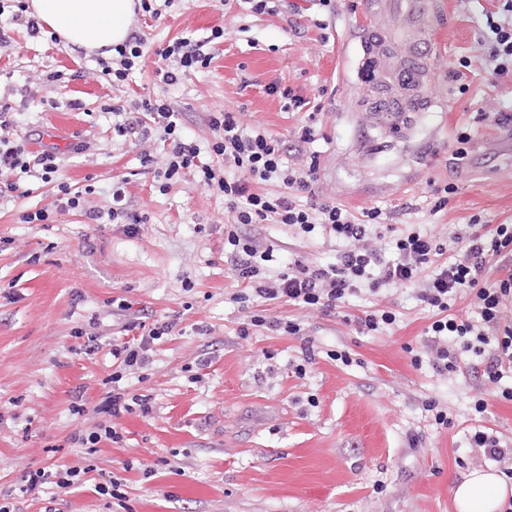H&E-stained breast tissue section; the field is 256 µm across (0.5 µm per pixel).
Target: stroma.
<instances>
[{"label": "stroma", "mask_w": 512, "mask_h": 512, "mask_svg": "<svg viewBox=\"0 0 512 512\" xmlns=\"http://www.w3.org/2000/svg\"><path fill=\"white\" fill-rule=\"evenodd\" d=\"M367 2L288 0L287 12L254 17L244 0H177L160 19H133L151 51L143 69L116 85L93 75L100 51L55 44L46 28L31 36L11 12L0 14L8 40L0 103L11 105L18 134L30 150L59 149L58 179L85 189L86 206L108 210L121 181L145 219L135 234L106 220L86 223L76 211L22 223L23 211L50 206L57 192L34 178L0 198V496L28 470L84 466L69 437L102 420L94 408L109 391L112 344L137 319L176 324L154 345L150 365L119 383L120 392L149 396L151 413L123 416V442L101 443L94 471L79 483L45 484L38 498L16 497L14 512H454L458 479L475 468L504 470L469 435L479 424L512 446V402L501 396L512 369L495 385L473 370L414 366L431 319L410 286L361 293L329 314L270 306L269 316L299 323L295 336L249 326L247 311L229 300L242 283L224 250L232 215L223 196L185 182L159 191L141 146L112 133L111 105L140 96L165 100L183 133L201 143L212 115L234 111L282 140L290 162L320 151V198L381 208L388 223L422 224L440 239L474 214L486 224L512 221V166L488 156L504 131L473 127L468 156L451 158L453 135L470 116L512 110V79L492 80L480 64L489 0H437L427 88L436 105L405 136L380 105L360 52L374 18L391 24L392 8ZM216 28L224 40L210 66L165 84L159 49ZM463 58L472 61L464 93L450 76ZM285 87L320 106L315 144L299 139L307 112L284 111ZM447 182L457 191L433 212L429 186ZM242 231L269 248V274L299 257L319 264L335 256L318 234L278 224ZM374 309L395 313V324L363 330L359 317ZM86 329L97 338L90 355ZM340 353L351 365L337 361ZM78 393L92 409L84 417L70 412ZM430 398L447 407L451 427L426 411ZM105 477L123 483L125 501L96 493Z\"/></svg>", "instance_id": "obj_1"}]
</instances>
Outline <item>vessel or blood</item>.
I'll use <instances>...</instances> for the list:
<instances>
[{"label":"vessel or blood","mask_w":512,"mask_h":512,"mask_svg":"<svg viewBox=\"0 0 512 512\" xmlns=\"http://www.w3.org/2000/svg\"><path fill=\"white\" fill-rule=\"evenodd\" d=\"M399 15V25L382 27L361 42L363 53H370L375 46L383 45L397 36L410 38L411 52L400 62L396 73L397 89L386 97V104L402 117L403 129H410L412 113L431 108L426 95L430 80L428 35L437 10L435 0H394Z\"/></svg>","instance_id":"obj_1"}]
</instances>
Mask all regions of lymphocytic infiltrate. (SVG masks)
<instances>
[{
	"label": "lymphocytic infiltrate",
	"mask_w": 512,
	"mask_h": 512,
	"mask_svg": "<svg viewBox=\"0 0 512 512\" xmlns=\"http://www.w3.org/2000/svg\"><path fill=\"white\" fill-rule=\"evenodd\" d=\"M486 11L489 33L484 38L494 67L492 77L512 74V0H491ZM166 67L165 84L174 85L187 73L209 67L213 55L204 45L188 38L168 44L160 52ZM112 113L117 121L113 131L120 137H132L139 144L153 138L163 143V156L155 171L160 190L193 178L200 186L222 194L233 215L224 227V241L230 248L232 269L247 281L248 290L233 293L238 304L268 306L288 303L306 308L335 310L351 296L369 289L371 293L396 286H412L416 298L433 313L426 330L423 355L414 364L430 361L441 373L460 371L462 355L474 352L481 358V376L498 383L504 368L512 366V224L488 225L474 215L468 224L458 228L451 244L441 243L431 233L414 224L407 228L389 225L388 248H375L369 239L376 226L382 225L383 212L376 207L355 213L333 200L317 201L312 196L319 179L320 154L311 152L303 167L291 166L283 143L271 134L243 126L233 112L211 117L213 133L207 147L183 135L175 113L167 102L144 98L129 105L116 104ZM14 121L10 108L0 105V195L18 191L25 177L51 182L58 173L61 158L55 148L30 151L24 139L13 138ZM221 158L223 168L202 162V153ZM266 185L278 186L277 194L263 193ZM310 194L309 203H300L301 194ZM83 210L87 219L108 217L112 223L123 222L128 232H136L138 216L129 211L123 187L112 190V205L107 212L84 208L81 192L60 186L52 208H40L22 214L26 224H43L53 212ZM282 224L301 232L322 234L336 243L334 261L311 265L297 259L286 272L271 278L265 275L263 263L269 258L256 239L241 232L245 224ZM496 268L499 276L486 282L484 273ZM472 296L474 319L461 320L451 314L459 293ZM174 322L152 324L127 323L130 337L113 344L110 353L119 370L113 381L123 374H133L150 364L155 341L172 335ZM106 410L108 422L95 425L93 431H75L72 444L91 457L100 443H118L123 439L119 419L126 414L152 410L148 396H109Z\"/></svg>",
	"instance_id": "lymphocytic-infiltrate-1"
}]
</instances>
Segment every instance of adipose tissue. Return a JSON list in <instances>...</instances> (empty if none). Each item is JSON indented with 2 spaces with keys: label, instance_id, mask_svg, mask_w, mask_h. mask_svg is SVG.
Listing matches in <instances>:
<instances>
[{
  "label": "adipose tissue",
  "instance_id": "obj_1",
  "mask_svg": "<svg viewBox=\"0 0 512 512\" xmlns=\"http://www.w3.org/2000/svg\"><path fill=\"white\" fill-rule=\"evenodd\" d=\"M32 15L67 44L112 48L129 35L133 0H30ZM512 483L490 469H473L453 489L456 512H500Z\"/></svg>",
  "mask_w": 512,
  "mask_h": 512
}]
</instances>
